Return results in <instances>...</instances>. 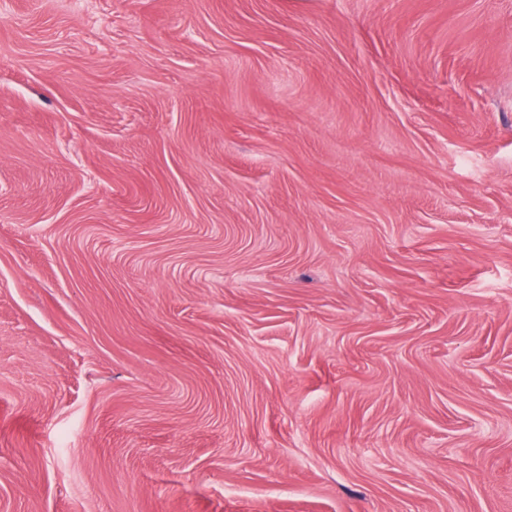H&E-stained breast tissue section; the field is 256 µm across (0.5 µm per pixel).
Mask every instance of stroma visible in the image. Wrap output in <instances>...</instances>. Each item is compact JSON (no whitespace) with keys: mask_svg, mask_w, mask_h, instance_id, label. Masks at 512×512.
Listing matches in <instances>:
<instances>
[{"mask_svg":"<svg viewBox=\"0 0 512 512\" xmlns=\"http://www.w3.org/2000/svg\"><path fill=\"white\" fill-rule=\"evenodd\" d=\"M0 512H512V0H0Z\"/></svg>","mask_w":512,"mask_h":512,"instance_id":"stroma-1","label":"stroma"}]
</instances>
